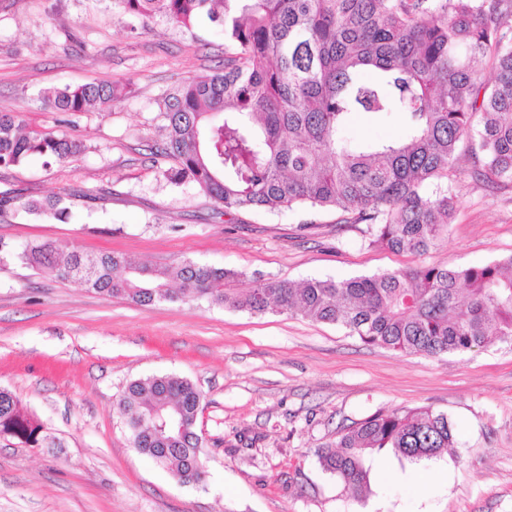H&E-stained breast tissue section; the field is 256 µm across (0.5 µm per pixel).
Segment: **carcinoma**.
<instances>
[{
	"instance_id": "obj_1",
	"label": "carcinoma",
	"mask_w": 512,
	"mask_h": 512,
	"mask_svg": "<svg viewBox=\"0 0 512 512\" xmlns=\"http://www.w3.org/2000/svg\"><path fill=\"white\" fill-rule=\"evenodd\" d=\"M143 23L177 27L208 18L224 32V67L189 79L160 103L165 138L155 156L173 162L170 178L191 181L224 213L248 208L333 209L368 226L369 245L425 254L448 232L454 195L446 187L463 141L491 184L512 183V0H114ZM494 63L486 84L483 63ZM118 86L91 82L49 91L58 112L75 115L111 102ZM396 111L395 141L355 142L353 112ZM66 135L22 130L0 113V167L32 157L61 164L85 151ZM0 213L66 220L63 198L0 196ZM24 263L78 279L108 297L146 306L206 301L254 315L290 312L338 324L363 342L438 356L512 341V255L479 267L441 264L348 280L300 284L259 277L242 292L233 270L183 260L133 265L103 253L85 256L55 242L24 246ZM201 393L190 381L156 375L128 385L118 410L132 447L199 484ZM0 436L25 448L60 441L0 389ZM448 415L429 408L378 411L349 428L319 462L357 494L367 455L392 449L419 462L453 447Z\"/></svg>"
}]
</instances>
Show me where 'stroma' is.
<instances>
[{"instance_id": "obj_1", "label": "stroma", "mask_w": 512, "mask_h": 512, "mask_svg": "<svg viewBox=\"0 0 512 512\" xmlns=\"http://www.w3.org/2000/svg\"><path fill=\"white\" fill-rule=\"evenodd\" d=\"M224 62L208 19L136 28L113 0H0V112L84 141L61 164L0 168V193L62 196L68 220L0 214V388L61 440L0 439V512H512V345L431 357L365 344L338 325L252 315L204 301L148 306L45 275L14 248L56 242L141 265L189 259L295 283L422 264L481 266L512 255V183L486 186L460 155L447 236L418 255L368 247L366 227L309 208L223 213L195 184L172 182L149 148L158 103ZM109 81L112 103L65 118L46 102L65 85ZM397 114L352 113L355 141L395 139ZM174 375L202 394L206 478L180 483L132 448L118 401L133 381ZM446 413L455 446L439 459L367 460L356 496L318 460L340 428L376 411Z\"/></svg>"}]
</instances>
